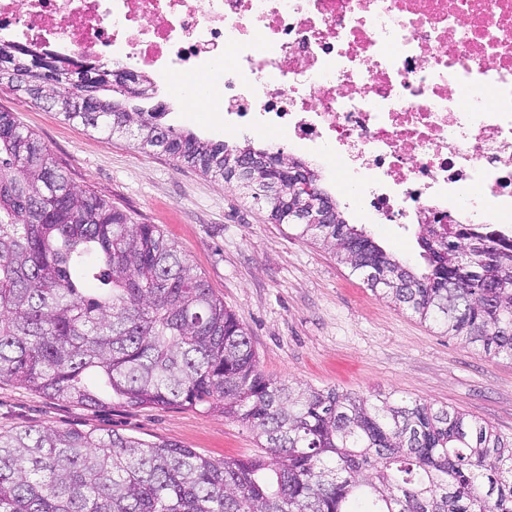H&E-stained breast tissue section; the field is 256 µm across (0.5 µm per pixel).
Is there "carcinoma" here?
<instances>
[{
	"label": "carcinoma",
	"mask_w": 512,
	"mask_h": 512,
	"mask_svg": "<svg viewBox=\"0 0 512 512\" xmlns=\"http://www.w3.org/2000/svg\"><path fill=\"white\" fill-rule=\"evenodd\" d=\"M57 62L52 91L79 119L114 134L137 128L203 174L226 178L225 153L279 154L163 124L161 106L129 112L104 64L68 66L32 51L25 89ZM329 224L300 235L333 247L374 292L450 336L512 359V236L494 224H421L415 269L349 223L325 190ZM80 268L85 287L72 278ZM0 380L51 400L96 407L218 409L255 433L263 453L216 461L130 434L56 426L0 431V512H512V437L485 421L418 400L380 403L334 389L293 388L262 373L246 328L189 257L155 224H136L77 189L37 135L0 111Z\"/></svg>",
	"instance_id": "obj_1"
}]
</instances>
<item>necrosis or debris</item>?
Returning a JSON list of instances; mask_svg holds the SVG:
<instances>
[{
  "mask_svg": "<svg viewBox=\"0 0 512 512\" xmlns=\"http://www.w3.org/2000/svg\"><path fill=\"white\" fill-rule=\"evenodd\" d=\"M0 39L275 132L403 224L512 223V0H0Z\"/></svg>",
  "mask_w": 512,
  "mask_h": 512,
  "instance_id": "necrosis-or-debris-1",
  "label": "necrosis or debris"
}]
</instances>
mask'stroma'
<instances>
[{
	"mask_svg": "<svg viewBox=\"0 0 512 512\" xmlns=\"http://www.w3.org/2000/svg\"><path fill=\"white\" fill-rule=\"evenodd\" d=\"M167 123L222 140L207 112L178 113L173 90L157 94ZM15 113L50 149L72 184L109 200L138 224H155L246 327L266 375L370 400L393 396L472 414L512 436V360L445 336L373 293L321 240L275 224L237 183L203 175L136 136L68 121L0 85V111ZM336 202L350 223L412 266L419 228L367 220L357 196ZM96 427L166 441L213 460L258 453L254 434L217 411L183 406L89 408L0 381V430Z\"/></svg>",
	"mask_w": 512,
	"mask_h": 512,
	"instance_id": "obj_1",
	"label": "stroma"
}]
</instances>
